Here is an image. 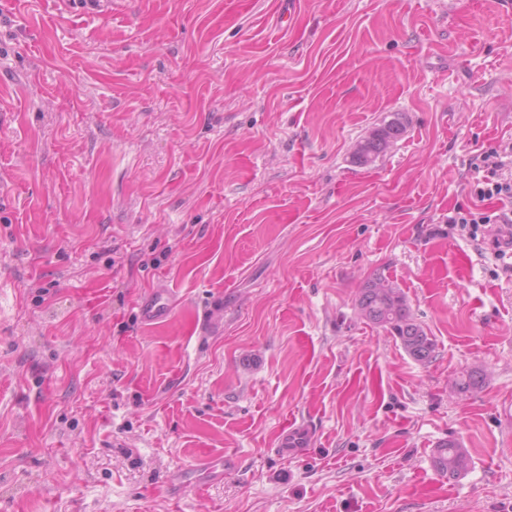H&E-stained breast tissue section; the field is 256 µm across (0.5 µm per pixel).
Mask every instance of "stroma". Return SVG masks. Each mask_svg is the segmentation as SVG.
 <instances>
[{
	"label": "stroma",
	"instance_id": "35a3bbf8",
	"mask_svg": "<svg viewBox=\"0 0 512 512\" xmlns=\"http://www.w3.org/2000/svg\"><path fill=\"white\" fill-rule=\"evenodd\" d=\"M510 139L512 0H0V512H512V279L448 224ZM384 117L381 124L369 136L358 142L351 155V162L358 166H369L384 154L403 135L406 125L405 117L395 112L392 118ZM358 308L366 320L400 341L404 351L419 363L428 362L435 341L410 311L401 288L383 271H376L359 289ZM176 304L173 292L165 288L158 289L142 302L139 318L147 324L161 323L169 317ZM309 445L308 428L304 425H298L283 433L277 449L281 455L296 457L305 454ZM432 465L448 479H457L468 472L471 460L466 448L458 441L446 440L436 446Z\"/></svg>",
	"mask_w": 512,
	"mask_h": 512
}]
</instances>
